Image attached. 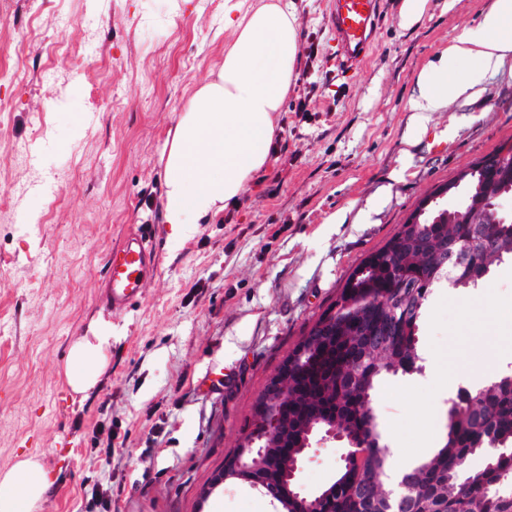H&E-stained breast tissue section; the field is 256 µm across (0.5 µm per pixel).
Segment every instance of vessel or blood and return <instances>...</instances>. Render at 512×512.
<instances>
[{"instance_id": "b4317fda", "label": "vessel or blood", "mask_w": 512, "mask_h": 512, "mask_svg": "<svg viewBox=\"0 0 512 512\" xmlns=\"http://www.w3.org/2000/svg\"><path fill=\"white\" fill-rule=\"evenodd\" d=\"M378 17V0H333L330 23L341 42L347 63L356 64L369 49ZM150 257L147 240L141 234L128 239L113 252L108 266L109 294L106 298L113 309H126L139 297Z\"/></svg>"}]
</instances>
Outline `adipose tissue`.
<instances>
[{"label": "adipose tissue", "mask_w": 512, "mask_h": 512, "mask_svg": "<svg viewBox=\"0 0 512 512\" xmlns=\"http://www.w3.org/2000/svg\"><path fill=\"white\" fill-rule=\"evenodd\" d=\"M224 0V27L232 36L224 63L200 85L175 126L164 165V223L173 232L210 220L234 204L267 165L275 120L288 96L298 57L294 0ZM495 69L512 59V0H495L479 35L466 34L416 79L417 111L432 112L463 97L471 84L462 58ZM112 326L91 328L69 350L67 383L73 392L94 389L108 365ZM52 475L34 457L0 474V512H39Z\"/></svg>", "instance_id": "obj_1"}]
</instances>
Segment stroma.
<instances>
[{
	"label": "stroma",
	"instance_id": "35a3bbf8",
	"mask_svg": "<svg viewBox=\"0 0 512 512\" xmlns=\"http://www.w3.org/2000/svg\"><path fill=\"white\" fill-rule=\"evenodd\" d=\"M373 47L346 66L331 0H296L313 77L293 79L266 167L229 218L170 238L160 161L195 88L224 61V0H13L0 17V471L39 456L54 474L41 512H80L108 413L111 512H273L248 484L213 485L252 430L267 379L432 188L512 145V60L463 69L470 96L420 120L419 70L479 29L494 0H429L406 24L379 0ZM308 98L310 111L292 109ZM148 230L154 270L124 312L101 302L108 260ZM109 362L84 400L66 378L92 320ZM424 370L374 395L392 473L446 440L450 401L512 369V259L475 288H430ZM345 442L314 438L309 492L336 476Z\"/></svg>",
	"mask_w": 512,
	"mask_h": 512
}]
</instances>
